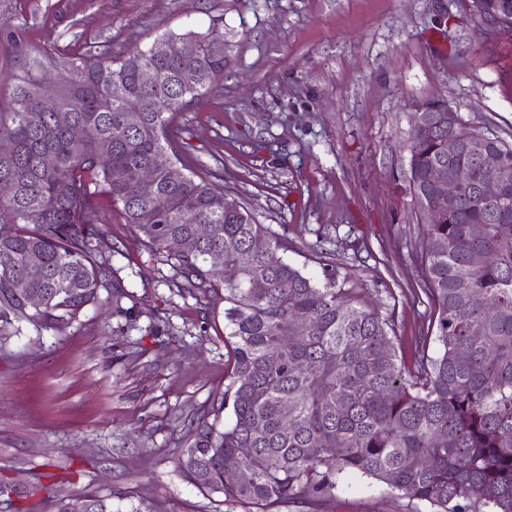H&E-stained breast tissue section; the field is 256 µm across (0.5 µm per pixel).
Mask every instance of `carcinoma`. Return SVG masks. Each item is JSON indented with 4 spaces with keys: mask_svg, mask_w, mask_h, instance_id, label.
<instances>
[{
    "mask_svg": "<svg viewBox=\"0 0 512 512\" xmlns=\"http://www.w3.org/2000/svg\"><path fill=\"white\" fill-rule=\"evenodd\" d=\"M223 38L215 28L189 30L161 38V53L135 48L158 73L151 86L105 46L56 52L17 38L4 46L18 67L0 101V139L14 144L0 155V343L22 324L58 330L98 301L112 251L97 227L105 197L175 260L184 289L224 291L229 383L215 415L228 410L232 422L190 431L179 466L193 486L244 512L293 504L320 512L340 475L354 473L432 512H512V145L487 138L455 212L423 225L435 333L408 365L392 316L339 287L332 261L323 278L304 275L284 258L286 240L182 161L172 117L223 79L224 51L211 47ZM187 42L194 53L183 51ZM47 96L58 110L33 112ZM131 101L139 111H126ZM446 136H412L418 205L432 192L427 170L448 163L437 150ZM148 167L156 187L144 196ZM492 174L505 176L503 192L483 199L477 181ZM215 255L235 280L218 278ZM29 288L47 301L32 308ZM230 458L248 481L224 477ZM56 509L112 512L96 496L61 497Z\"/></svg>",
    "mask_w": 512,
    "mask_h": 512,
    "instance_id": "cac0c4a2",
    "label": "carcinoma"
}]
</instances>
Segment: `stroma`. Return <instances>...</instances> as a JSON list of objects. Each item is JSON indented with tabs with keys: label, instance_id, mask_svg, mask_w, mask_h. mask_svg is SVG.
<instances>
[{
	"label": "stroma",
	"instance_id": "stroma-1",
	"mask_svg": "<svg viewBox=\"0 0 512 512\" xmlns=\"http://www.w3.org/2000/svg\"><path fill=\"white\" fill-rule=\"evenodd\" d=\"M232 43L224 78L174 128L192 170L219 173L256 222L283 235L289 263L394 312L412 361L430 324L424 218L412 197L411 117L446 100L467 123L512 144V35L487 31L460 0H0L7 35L48 49L107 44L113 56L168 33ZM99 227L126 296L112 290L59 331L23 328L0 349V512L47 481L112 512H242L178 467L191 425L214 416L227 349L221 295L189 294L176 268L103 204ZM322 512H411L381 483L342 475Z\"/></svg>",
	"mask_w": 512,
	"mask_h": 512
}]
</instances>
